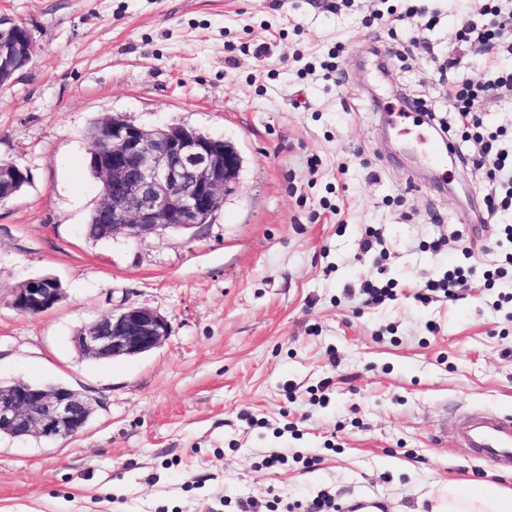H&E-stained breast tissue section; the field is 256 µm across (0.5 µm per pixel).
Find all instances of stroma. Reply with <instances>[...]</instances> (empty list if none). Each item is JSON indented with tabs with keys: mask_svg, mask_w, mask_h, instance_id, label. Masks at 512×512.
I'll return each instance as SVG.
<instances>
[{
	"mask_svg": "<svg viewBox=\"0 0 512 512\" xmlns=\"http://www.w3.org/2000/svg\"><path fill=\"white\" fill-rule=\"evenodd\" d=\"M404 0H0L39 50L0 85V161L29 184L0 204V383L63 384L91 399L76 437L0 436V512H285L325 494L433 512L449 484L512 471L465 460L444 424L512 414V270H482L512 212H490L484 169L431 162L450 85L512 67L459 41L473 0H430L431 25L382 15ZM338 52V69L322 61ZM457 66L443 70L447 58ZM404 111V110H403ZM121 115L197 129L243 158L210 223L90 240L100 201L90 129ZM379 241L364 251L365 228ZM479 269L456 300L421 303L448 267ZM64 299L29 316V279ZM395 300L364 305L370 281ZM136 304L171 325L131 358L81 357L75 332ZM273 453L283 464L265 467ZM61 283L53 277H37L11 290V306L18 312L39 315L62 300Z\"/></svg>",
	"mask_w": 512,
	"mask_h": 512,
	"instance_id": "stroma-1",
	"label": "stroma"
}]
</instances>
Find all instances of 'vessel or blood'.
Returning a JSON list of instances; mask_svg holds the SVG:
<instances>
[{
  "mask_svg": "<svg viewBox=\"0 0 512 512\" xmlns=\"http://www.w3.org/2000/svg\"><path fill=\"white\" fill-rule=\"evenodd\" d=\"M453 434L465 459L498 470L512 469V414L472 412Z\"/></svg>",
  "mask_w": 512,
  "mask_h": 512,
  "instance_id": "vessel-or-blood-1",
  "label": "vessel or blood"
}]
</instances>
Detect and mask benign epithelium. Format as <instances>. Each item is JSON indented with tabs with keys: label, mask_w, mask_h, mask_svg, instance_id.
<instances>
[{
	"label": "benign epithelium",
	"mask_w": 512,
	"mask_h": 512,
	"mask_svg": "<svg viewBox=\"0 0 512 512\" xmlns=\"http://www.w3.org/2000/svg\"><path fill=\"white\" fill-rule=\"evenodd\" d=\"M37 52L27 27L0 20V85L10 81ZM90 162L100 184L95 223L105 238L142 239L207 224L237 187L242 158L228 142L182 125L145 128L119 115L105 117L91 135ZM28 171L0 161V200L6 202L29 183ZM61 283L37 277L11 290V306L39 315L62 300ZM167 318L143 306L110 309L73 336L79 355L96 359L134 357L160 346L169 336ZM94 406L62 384L18 381L0 388V433L66 440L87 425Z\"/></svg>",
	"instance_id": "1"
}]
</instances>
